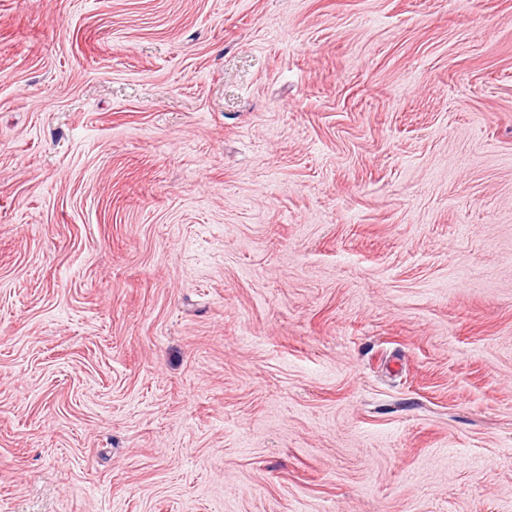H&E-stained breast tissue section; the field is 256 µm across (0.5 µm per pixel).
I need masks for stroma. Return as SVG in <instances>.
Masks as SVG:
<instances>
[{
    "mask_svg": "<svg viewBox=\"0 0 512 512\" xmlns=\"http://www.w3.org/2000/svg\"><path fill=\"white\" fill-rule=\"evenodd\" d=\"M0 512H512V0H0Z\"/></svg>",
    "mask_w": 512,
    "mask_h": 512,
    "instance_id": "35a3bbf8",
    "label": "stroma"
}]
</instances>
